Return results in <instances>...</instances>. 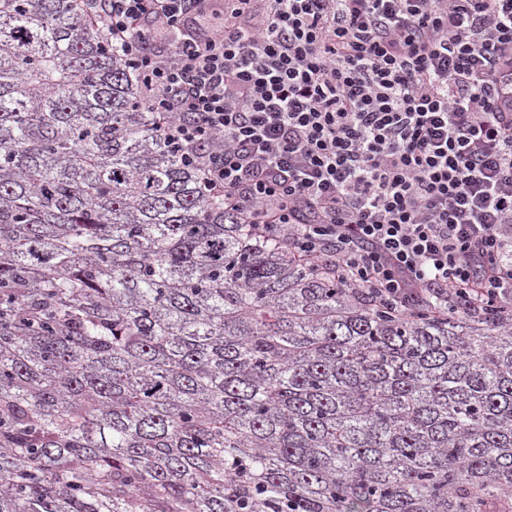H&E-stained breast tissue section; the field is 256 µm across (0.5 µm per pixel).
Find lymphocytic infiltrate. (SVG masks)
I'll use <instances>...</instances> for the list:
<instances>
[{"label":"lymphocytic infiltrate","instance_id":"lymphocytic-infiltrate-1","mask_svg":"<svg viewBox=\"0 0 512 512\" xmlns=\"http://www.w3.org/2000/svg\"><path fill=\"white\" fill-rule=\"evenodd\" d=\"M88 10L161 135L264 239L405 311L512 315V0Z\"/></svg>","mask_w":512,"mask_h":512}]
</instances>
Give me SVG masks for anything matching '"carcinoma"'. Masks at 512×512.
Wrapping results in <instances>:
<instances>
[{
  "instance_id": "cac0c4a2",
  "label": "carcinoma",
  "mask_w": 512,
  "mask_h": 512,
  "mask_svg": "<svg viewBox=\"0 0 512 512\" xmlns=\"http://www.w3.org/2000/svg\"><path fill=\"white\" fill-rule=\"evenodd\" d=\"M83 0H0V512H512V318L255 237Z\"/></svg>"
}]
</instances>
